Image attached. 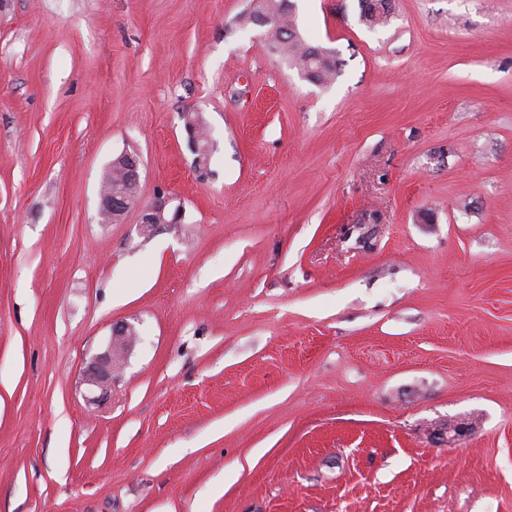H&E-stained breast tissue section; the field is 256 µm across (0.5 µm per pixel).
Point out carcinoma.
<instances>
[{
    "label": "carcinoma",
    "mask_w": 512,
    "mask_h": 512,
    "mask_svg": "<svg viewBox=\"0 0 512 512\" xmlns=\"http://www.w3.org/2000/svg\"><path fill=\"white\" fill-rule=\"evenodd\" d=\"M290 0H257L255 11L241 16L244 25L257 24L259 14L270 18L267 36L276 43L279 53L291 61L300 71L310 75L319 84L330 82L338 69L336 57H319L313 53L314 46L304 43L294 34Z\"/></svg>",
    "instance_id": "obj_1"
}]
</instances>
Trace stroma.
Here are the masks:
<instances>
[{
    "instance_id": "obj_1",
    "label": "stroma",
    "mask_w": 512,
    "mask_h": 512,
    "mask_svg": "<svg viewBox=\"0 0 512 512\" xmlns=\"http://www.w3.org/2000/svg\"><path fill=\"white\" fill-rule=\"evenodd\" d=\"M292 4L0 0V512H512V0ZM290 0H259L255 4V12L241 16V23L244 25H259L257 19L261 12L268 16L270 23L261 22V25L267 24V36L276 43L279 53L291 61V63L319 84L330 82L338 69V60L336 56L322 57L314 55L313 50L321 47L312 46L304 43L294 34V27L291 18L288 19L291 12ZM109 166H112V162ZM125 187L120 166H112V176L110 179L103 178L101 188L108 191L112 189L114 193L124 190ZM108 191H100V215L102 218H109V223H112V220L118 222L131 207L132 198L124 194H112ZM171 200L168 197L161 196L143 208L141 218L143 232H151L157 224L181 223L182 206L179 204L171 211L168 208ZM135 335L133 326L128 323L113 325L108 349L96 356L82 375L87 403L98 405L107 399L112 384V366L117 356L125 354L132 346Z\"/></svg>"
}]
</instances>
